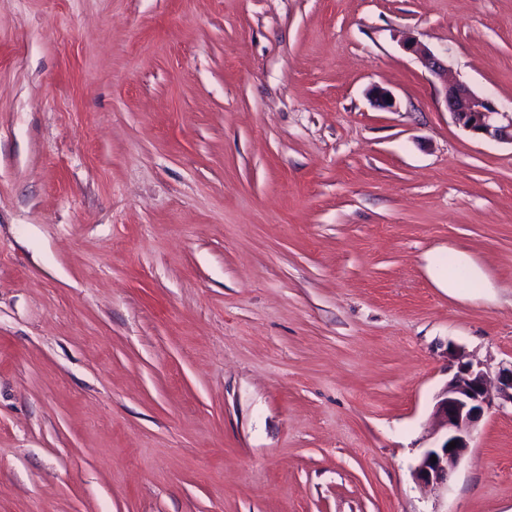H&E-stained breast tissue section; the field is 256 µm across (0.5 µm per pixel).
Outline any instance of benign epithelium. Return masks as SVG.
<instances>
[{
    "label": "benign epithelium",
    "mask_w": 512,
    "mask_h": 512,
    "mask_svg": "<svg viewBox=\"0 0 512 512\" xmlns=\"http://www.w3.org/2000/svg\"><path fill=\"white\" fill-rule=\"evenodd\" d=\"M404 47L416 55L434 76L448 72L432 51L412 38ZM443 95L454 122L473 136L512 143V114L501 111L461 82L444 83ZM449 355L456 371L436 397L433 418L441 436L436 445L426 448L414 469L415 479L434 489L448 485V477L470 448L472 433L484 413L493 406H512V367L491 375L485 366L469 358L464 349L454 347ZM456 447L449 448L450 442ZM437 461H431V458Z\"/></svg>",
    "instance_id": "benign-epithelium-1"
}]
</instances>
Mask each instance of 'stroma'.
<instances>
[{"label":"stroma","mask_w":512,"mask_h":512,"mask_svg":"<svg viewBox=\"0 0 512 512\" xmlns=\"http://www.w3.org/2000/svg\"><path fill=\"white\" fill-rule=\"evenodd\" d=\"M407 35L512 110V0H0V512H512L511 409L412 476L512 364V144ZM404 47L416 55L432 75L441 78L443 75H446V72H448V69L445 68L441 59L414 39L408 37L404 43ZM443 95L448 112L464 130L475 137L512 144V113L502 112L490 99L479 96L464 83H448V76ZM449 355L456 363V371L436 397L433 418L437 432L442 431L436 446L426 448L414 469L415 479L434 489L448 485V477L464 459L470 448L472 433L484 413L494 406H511L512 364L499 369L495 377L480 362H474L461 347H454ZM495 388V395L491 386ZM456 447L448 450L449 443ZM432 455L437 458L432 462Z\"/></svg>","instance_id":"35a3bbf8"}]
</instances>
